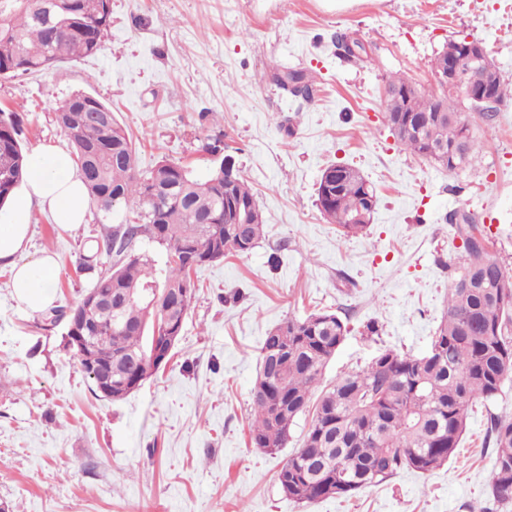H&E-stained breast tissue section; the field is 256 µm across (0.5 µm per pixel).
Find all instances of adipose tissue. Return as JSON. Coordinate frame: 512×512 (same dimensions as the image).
Masks as SVG:
<instances>
[{"label": "adipose tissue", "mask_w": 512, "mask_h": 512, "mask_svg": "<svg viewBox=\"0 0 512 512\" xmlns=\"http://www.w3.org/2000/svg\"><path fill=\"white\" fill-rule=\"evenodd\" d=\"M88 191L69 154L54 146H40L27 155V174L0 215V269L9 272L12 294L34 313L54 304L52 284L59 273L54 255L27 259L33 206L58 216L64 230L77 229L89 209Z\"/></svg>", "instance_id": "adipose-tissue-1"}]
</instances>
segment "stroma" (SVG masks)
I'll return each instance as SVG.
<instances>
[{"label": "stroma", "mask_w": 512, "mask_h": 512, "mask_svg": "<svg viewBox=\"0 0 512 512\" xmlns=\"http://www.w3.org/2000/svg\"><path fill=\"white\" fill-rule=\"evenodd\" d=\"M339 33L359 39L368 61L342 56ZM463 37L486 46L512 88V0H112L97 56L0 78V108L20 116L28 150L69 149L55 113L78 91L111 106L143 171L166 159L206 178L213 158L200 146L222 138L267 224L250 253L194 273L196 298L173 356L118 402L92 393L64 323L26 310L0 273V504L9 512H502L489 495L488 427L494 417L512 420V378L495 397L473 400L444 465L398 471L349 497L299 502L279 487L309 415L274 454L253 447L248 431L260 344L286 320L321 309L347 320L325 386L384 350H430L447 308L448 266L463 250L451 212L476 216L512 276V99L491 130L469 113L479 161L452 174L406 151L384 120V77L433 83L435 55ZM275 63L314 75L313 98L278 89ZM332 163L358 168L376 190L362 234L340 236L315 205ZM131 216L126 206L108 216L94 207L68 232L34 211L29 254L56 257V305L79 301L91 285L80 256ZM370 322L378 335L364 333Z\"/></svg>", "instance_id": "35a3bbf8"}]
</instances>
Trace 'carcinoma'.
<instances>
[{
	"instance_id": "carcinoma-1",
	"label": "carcinoma",
	"mask_w": 512,
	"mask_h": 512,
	"mask_svg": "<svg viewBox=\"0 0 512 512\" xmlns=\"http://www.w3.org/2000/svg\"><path fill=\"white\" fill-rule=\"evenodd\" d=\"M112 0H0V77L14 78L59 63L95 56L109 35ZM457 51L450 40L431 63L432 75L448 70ZM276 84L305 101L314 95L307 72L279 69ZM465 84L486 85L492 98L474 100L435 84L420 89L402 76L385 81L384 119L398 142L454 173L478 158L479 142L463 109L479 110L482 122L496 121L509 97L495 63L475 61L464 71ZM72 149L77 173L92 201L104 213L133 203L137 221L117 224L95 240V254L112 265L95 271L89 256L81 270L93 275L91 287L70 308L67 323L78 320L101 360L112 365V389L105 393L97 372L86 368L91 391L112 401L124 399L167 362L174 342L153 340L155 325L181 336L195 295L191 272L217 255H244L266 232L251 183L224 156L216 139L203 149L216 158L204 180L184 166L159 160L141 173L132 137L112 108L89 97L88 111L56 113ZM23 127L12 111L0 109V207L25 175ZM339 171L333 194L316 189L320 213L367 217L338 225L353 236L364 232L374 209L366 196L374 188L351 165ZM251 207L246 223L232 202ZM464 251L457 256L448 288V307L430 351L423 356L386 350L364 369L353 370L322 391L302 446L278 471L282 490L298 501L349 497L378 485L399 470L422 474L446 463L467 426L474 398L495 397L512 375V282L489 246L484 228L459 214ZM165 246L169 273L157 284L148 260L138 251L142 238ZM112 293V313L100 309L93 292ZM349 333L336 313L323 310L289 319L270 330L259 353V370L248 418L251 443L269 453L286 447L295 420L306 411L328 362ZM160 355L152 357L153 343ZM496 461L490 492L501 507L512 505V420L492 425Z\"/></svg>"
}]
</instances>
